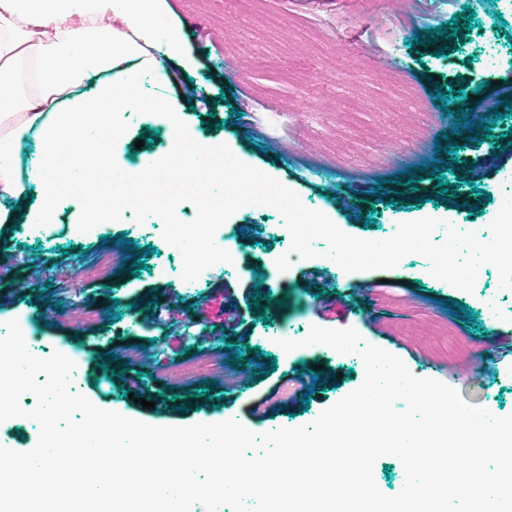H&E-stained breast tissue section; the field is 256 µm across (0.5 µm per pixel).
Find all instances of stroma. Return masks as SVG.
Returning a JSON list of instances; mask_svg holds the SVG:
<instances>
[{"label":"stroma","instance_id":"35a3bbf8","mask_svg":"<svg viewBox=\"0 0 512 512\" xmlns=\"http://www.w3.org/2000/svg\"><path fill=\"white\" fill-rule=\"evenodd\" d=\"M186 35L191 66L167 62L169 95L201 137L221 140L242 162L276 178L310 209L345 233L388 238L398 223L447 221L479 238L512 194V155L501 143L512 116L498 119L490 138L468 141V129L434 99L437 84L460 105L498 108L512 94V0H171ZM475 11L465 37L415 35L447 25L464 7ZM127 152L145 158L169 140L146 112L128 121ZM456 132L458 167L437 181L427 165L447 159L435 141ZM418 182L417 189L407 180ZM446 187L454 199L439 202ZM74 197L61 204L59 224L37 240L6 231L0 255V328L28 323L41 347L76 353L71 388L96 406L155 426L216 423L229 416L256 433L313 422L357 389L365 368L357 354L321 345L285 352L278 338L304 339L312 326L356 329L366 342L401 358L418 377L441 381L463 399L498 416L512 414V290L499 287L495 267L483 266L473 292L434 278L428 261L412 254L397 267L346 272L319 257L297 260L287 272L274 262L287 243L282 217L267 206H246L224 224L235 268L218 263L188 287L181 257L162 237L160 219L126 218L102 225L85 240L68 234ZM151 247L144 269L131 272L123 240ZM117 261L104 278H80L100 255ZM269 301L255 302L254 281ZM467 304L470 325L446 310ZM163 309L166 325L147 322L145 308ZM240 323L225 327L224 312ZM138 350V362L122 359ZM243 356L231 366V353ZM114 355L112 374L100 367ZM208 357L209 371L174 377L160 370ZM276 362L259 376L261 363ZM324 365L310 406L301 402L304 367ZM153 401L146 409L133 395Z\"/></svg>","mask_w":512,"mask_h":512}]
</instances>
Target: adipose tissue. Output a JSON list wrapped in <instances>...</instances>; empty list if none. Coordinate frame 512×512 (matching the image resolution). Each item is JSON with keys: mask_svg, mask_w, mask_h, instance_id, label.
Masks as SVG:
<instances>
[{"mask_svg": "<svg viewBox=\"0 0 512 512\" xmlns=\"http://www.w3.org/2000/svg\"><path fill=\"white\" fill-rule=\"evenodd\" d=\"M183 29L169 0H0V228L28 203L24 225L52 224L65 196L78 198L72 234L119 222L130 211L169 216L157 180L186 145L200 173L224 167V146L199 137L166 98L144 99L142 76L165 88L164 60L184 56ZM153 112L170 150L137 168L121 167L126 119ZM36 153H29L28 142ZM39 202L29 203L31 185Z\"/></svg>", "mask_w": 512, "mask_h": 512, "instance_id": "adipose-tissue-1", "label": "adipose tissue"}]
</instances>
